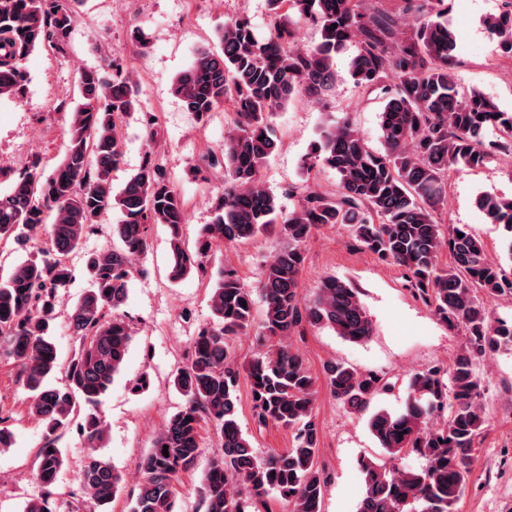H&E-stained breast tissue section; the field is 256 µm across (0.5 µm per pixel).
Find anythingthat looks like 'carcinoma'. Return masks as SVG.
I'll use <instances>...</instances> for the list:
<instances>
[{
	"mask_svg": "<svg viewBox=\"0 0 512 512\" xmlns=\"http://www.w3.org/2000/svg\"><path fill=\"white\" fill-rule=\"evenodd\" d=\"M267 2L276 19L274 32L258 36L247 17L224 23L216 44L198 49L173 83L198 122H207L220 106L230 118L224 194L194 249L183 239L186 203L162 168L147 159L114 190L112 173L123 161L119 123L135 111L138 99L130 75L113 59L79 73L62 161L47 175L33 165L0 193V240L47 235L41 259L17 264L0 280V356L18 367L19 381L30 392L29 411L45 427L34 477L46 489L56 484L64 465L59 434L78 416L85 446L105 445L106 427L95 407L121 373L132 342L123 307L134 264L148 249L149 226L168 229L172 282L206 272L207 258L219 244L274 233L282 247L255 289L230 270L210 274L213 320L198 329L189 363L172 380L184 404L141 458L142 481L128 496L127 512H177L174 483L196 466L202 433L209 428L218 434L220 450L204 470L197 512H261L271 494L288 503L289 512H322L329 475L317 462L316 381L288 339L304 323L329 327L356 343L373 334L349 283L327 276L312 299L302 298L303 246L312 230L347 224L364 247L405 268L414 290L442 322L466 330L465 346L447 369L411 376L403 411L378 410L369 417L370 430L388 455L414 452L423 465L388 468L362 459L365 491L357 512H456L485 423L477 365L512 350V320L494 317L478 293L511 295L512 273L490 259L483 241L467 228L443 232L437 215L450 168H482L496 153L512 151V112L480 91L460 92L445 0H404L397 12L381 5L368 11L364 0ZM78 3L0 0V99L22 92L27 73L21 62L35 49L64 52ZM303 23L320 35L311 48L301 47L296 37ZM484 24L512 58V9ZM352 43L357 49L349 75L381 102L380 147L369 146L346 118L325 122L308 168L333 171L336 189L309 192L285 212L260 178L277 148L272 119L300 97L325 96L336 85V55ZM476 205L486 223L502 224L512 234V197L482 193ZM116 210L122 219L112 225V236L119 246L88 259L90 286L66 311L79 346L62 364L50 329L59 313L58 292L73 279L69 256ZM444 247L451 261L440 267L437 256ZM253 331L266 351L241 366L232 355L233 341ZM242 368L258 424L296 429L292 447L261 456L243 434L236 410ZM58 371L64 386L47 385ZM324 377L353 412L366 411L386 386L381 376L340 362L325 365ZM437 414L445 421L434 429L428 423ZM78 484L87 512H112V500L124 490L122 474L99 454L79 471Z\"/></svg>",
	"mask_w": 512,
	"mask_h": 512,
	"instance_id": "1",
	"label": "carcinoma"
}]
</instances>
